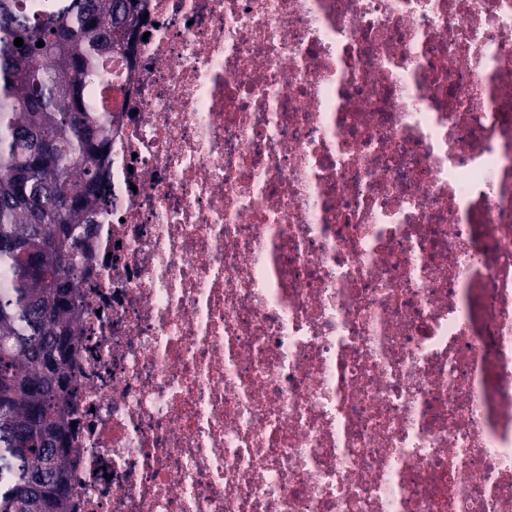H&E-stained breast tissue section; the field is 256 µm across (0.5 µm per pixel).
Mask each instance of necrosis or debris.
Wrapping results in <instances>:
<instances>
[{"label": "necrosis or debris", "instance_id": "4bbe7bcc", "mask_svg": "<svg viewBox=\"0 0 512 512\" xmlns=\"http://www.w3.org/2000/svg\"><path fill=\"white\" fill-rule=\"evenodd\" d=\"M146 15L70 512H512V0Z\"/></svg>", "mask_w": 512, "mask_h": 512}]
</instances>
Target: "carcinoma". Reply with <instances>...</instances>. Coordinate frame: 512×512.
Masks as SVG:
<instances>
[{
	"label": "carcinoma",
	"instance_id": "1",
	"mask_svg": "<svg viewBox=\"0 0 512 512\" xmlns=\"http://www.w3.org/2000/svg\"><path fill=\"white\" fill-rule=\"evenodd\" d=\"M144 10L0 0V512H68L77 281L111 196V121L84 88L129 48Z\"/></svg>",
	"mask_w": 512,
	"mask_h": 512
}]
</instances>
